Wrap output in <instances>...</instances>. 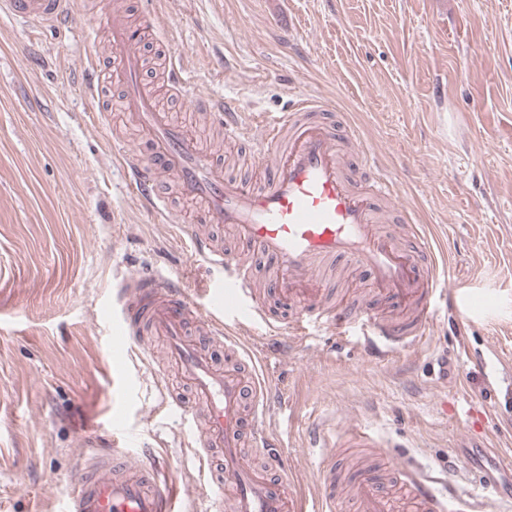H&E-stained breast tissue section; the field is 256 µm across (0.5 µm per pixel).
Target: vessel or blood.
Here are the masks:
<instances>
[{
    "label": "vessel or blood",
    "mask_w": 512,
    "mask_h": 512,
    "mask_svg": "<svg viewBox=\"0 0 512 512\" xmlns=\"http://www.w3.org/2000/svg\"><path fill=\"white\" fill-rule=\"evenodd\" d=\"M0 12L44 27L72 22L74 0H0ZM111 72L125 87L123 111L131 113L149 139L148 155L127 152L124 164L130 186L156 217L174 222L159 189L163 174L177 175L184 193L204 203L205 221L231 225L236 236L256 255L271 260L276 292L296 303L298 311L288 328L301 335L306 324L318 323L343 332L356 321L368 322L387 353L396 354L421 343L430 325V308L439 298L471 311L473 295L447 286L435 266L424 263L432 245L417 235L410 250L376 229L381 208H397L391 174L372 163L353 168L338 148L334 125L314 120L322 104L300 98L289 111L265 116L266 135L252 143L255 156L273 155L267 182L255 189L226 178L224 168L204 150L187 128L173 122L143 90L142 62L134 30L119 16L110 17ZM106 74L96 60L83 71L91 95L104 99ZM166 83L176 97L198 112L210 113L232 140L247 136L234 106L194 96L192 84L179 61L168 63ZM186 243L208 266L222 270L202 294V304L190 301L180 285L162 275L128 273L112 294L110 344L140 343L143 334L163 337L182 379L193 394L185 400L168 394L195 425L198 459L213 454L224 459V479L207 494L206 512H335L337 501L354 512H393L388 490H408L417 512H486L488 500L447 498L412 470L383 472L371 467L351 470L344 479L328 471L321 501L309 502L290 480L268 476L280 466L279 435L266 426L268 394L258 392L242 371L219 365L214 354L222 349L237 354L235 342L224 336L226 321L248 319L274 327L264 303L252 286V269L242 259L224 253L209 235L184 226ZM345 260L365 269L375 295L397 311L388 318L375 309L336 310L323 304L316 269ZM109 437L102 451L84 465L77 483L61 503L60 512H179L175 483L160 482L155 470L117 448ZM258 448L262 466L245 457V446ZM341 448H372L376 442L365 428H352L337 442Z\"/></svg>",
    "instance_id": "vessel-or-blood-1"
}]
</instances>
